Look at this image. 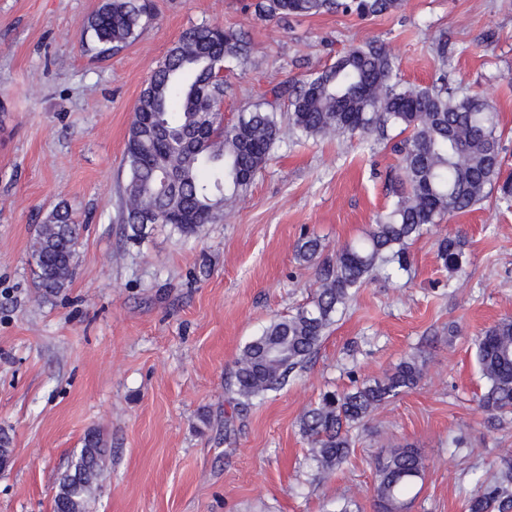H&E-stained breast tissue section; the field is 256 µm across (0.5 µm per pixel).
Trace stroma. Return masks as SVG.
I'll list each match as a JSON object with an SVG mask.
<instances>
[{
    "label": "stroma",
    "instance_id": "obj_1",
    "mask_svg": "<svg viewBox=\"0 0 512 512\" xmlns=\"http://www.w3.org/2000/svg\"><path fill=\"white\" fill-rule=\"evenodd\" d=\"M103 0H0V512H53L56 479L87 432L112 450L94 512H378L373 460L398 445L427 468L405 512H467L477 480L512 453V415L478 404L475 337L512 316V209L488 196L410 240L398 276L369 275L317 353L287 385L238 410L229 392L241 349L305 305L325 255L376 222L400 186L392 141L281 132L235 205L186 238L149 226L138 244L121 217L124 145L146 82L181 33L241 32L248 59L226 74L224 120L274 86L381 41L405 82L464 80L500 113L512 171V0H405L366 19L336 12L264 20L248 0H153L137 38L100 56L84 32ZM444 37V56L432 45ZM68 209L80 231L61 295L39 299L29 246ZM460 232L468 264L451 274L437 241ZM417 355L423 376L353 431L346 461L316 477L299 418L326 391L383 376Z\"/></svg>",
    "mask_w": 512,
    "mask_h": 512
}]
</instances>
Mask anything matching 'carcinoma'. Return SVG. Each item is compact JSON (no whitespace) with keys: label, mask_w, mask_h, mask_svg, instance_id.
<instances>
[{"label":"carcinoma","mask_w":512,"mask_h":512,"mask_svg":"<svg viewBox=\"0 0 512 512\" xmlns=\"http://www.w3.org/2000/svg\"><path fill=\"white\" fill-rule=\"evenodd\" d=\"M404 0H256L260 18L286 21L342 10L359 17L401 10ZM149 0H106L88 30L98 52L110 54L132 42L150 16ZM247 56V42L232 29L202 23L187 29L151 74L138 100L128 132L123 189L130 239L139 241L148 226L170 224L184 236L224 215L252 185L281 132L277 112L258 103L224 124L220 72ZM286 100L289 131L305 137L344 135L408 136L393 146L399 156L401 189L388 209L360 239L322 257L323 245L306 236L297 259L317 268L319 286L309 303L272 320L245 344L235 361L237 404L283 386L288 375L316 352L336 312L351 290L374 270L391 276L408 267L405 243L465 212L495 188L498 202L512 207V175L503 176L498 112L493 103L445 77L430 86L401 82L394 59L376 42L351 48L322 70L272 89ZM79 225L67 210L39 225L30 259L46 298L60 294L75 268ZM466 240L450 233L438 256L452 273L466 263ZM485 388L479 403L493 417L512 413V317L501 318L475 339ZM422 377L409 357L380 379L342 393L327 391L300 418L318 476L343 464L352 448L350 429L382 403L415 387ZM112 449L92 430L80 452L57 480L54 512H89L105 480ZM374 495L378 512H402L404 497L424 478L426 464L417 449L393 448L376 458ZM467 512H512V456L501 457L493 484L467 501Z\"/></svg>","instance_id":"cac0c4a2"}]
</instances>
